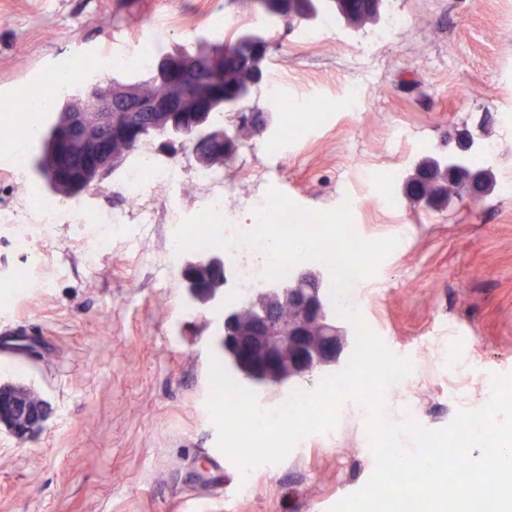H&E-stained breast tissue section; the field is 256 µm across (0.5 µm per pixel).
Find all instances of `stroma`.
Instances as JSON below:
<instances>
[{
	"instance_id": "stroma-1",
	"label": "stroma",
	"mask_w": 512,
	"mask_h": 512,
	"mask_svg": "<svg viewBox=\"0 0 512 512\" xmlns=\"http://www.w3.org/2000/svg\"><path fill=\"white\" fill-rule=\"evenodd\" d=\"M413 22L376 42L324 15L321 42L272 33L263 82L301 113L241 145L299 206L350 201L354 231L398 238L349 304L413 370L385 413L430 429L473 409L512 372V0H390ZM240 0H0V108L112 27L157 23V49L209 35ZM489 148L495 185L446 208L413 206L415 161L461 133ZM152 224H0V325L32 346L0 362V384L40 394L50 417L20 439L0 428V512H329L375 470L358 403L280 463L249 471L220 456L206 408L221 321L182 278L159 281L179 223L198 210L184 183L152 191ZM28 250H20L18 237ZM26 286L12 289L13 278Z\"/></svg>"
}]
</instances>
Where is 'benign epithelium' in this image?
<instances>
[{
    "label": "benign epithelium",
    "mask_w": 512,
    "mask_h": 512,
    "mask_svg": "<svg viewBox=\"0 0 512 512\" xmlns=\"http://www.w3.org/2000/svg\"><path fill=\"white\" fill-rule=\"evenodd\" d=\"M259 40H267L266 33L248 29L238 34L235 46L246 55ZM158 80L164 86L161 97L114 87L106 94L93 93L88 101L76 103L69 112L59 147L64 153L78 148L85 162L76 171L59 169L55 177L80 184L94 172H115L125 164L129 153L118 152L113 144L114 112L125 113L122 133L129 140H140L145 114L164 135L162 147L169 153L191 140L195 162L200 167L208 166L211 160L209 148L234 146L236 127H213L206 115L208 109L197 102L187 105L192 85L181 66L161 67ZM252 95L253 88L248 86L234 96L219 98L218 102L225 112L235 113ZM472 148L473 144L468 143L461 152L440 154L438 160L472 182L474 176L465 169ZM187 270L224 279V261L219 257L200 258L190 263ZM312 279V273L301 271L289 281L265 286L256 300L247 304L248 312L241 308L224 310V346L250 358L259 370L277 368L286 361L291 372L307 374L322 365L335 364L344 347V337L338 334L335 322L326 319L320 288L308 285ZM46 420L44 400L30 389L20 385L0 388L1 427L17 436H27L40 429Z\"/></svg>",
    "instance_id": "benign-epithelium-1"
}]
</instances>
